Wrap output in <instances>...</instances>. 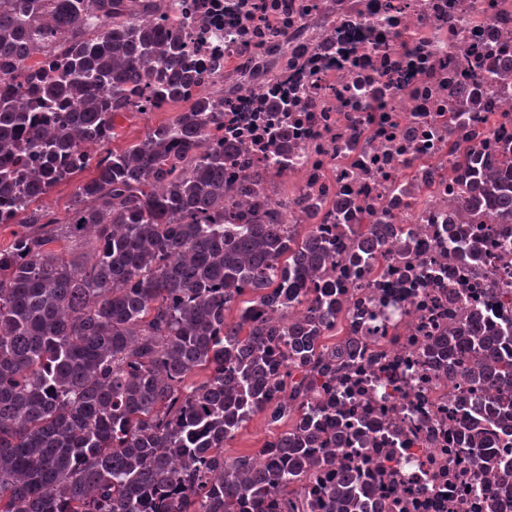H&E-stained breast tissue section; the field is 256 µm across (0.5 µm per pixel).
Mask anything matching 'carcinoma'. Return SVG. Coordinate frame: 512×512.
Returning <instances> with one entry per match:
<instances>
[{"label": "carcinoma", "mask_w": 512, "mask_h": 512, "mask_svg": "<svg viewBox=\"0 0 512 512\" xmlns=\"http://www.w3.org/2000/svg\"><path fill=\"white\" fill-rule=\"evenodd\" d=\"M163 0H0V512H363L367 490L348 469L319 497L295 485L336 469L341 430L330 384L341 319L312 296L336 263L329 241L258 218L224 220V113L193 91L186 39L146 19ZM180 102L185 112L123 150L117 120ZM78 181L65 215L39 204ZM469 212L512 223V174L470 161ZM376 224H352L358 252L381 245ZM64 239L68 255L49 249ZM241 303L237 321L226 313ZM285 340L282 358L270 346ZM469 321L431 354L472 352L464 380L512 429V354ZM289 428L257 460H224V443L257 413ZM488 432L462 452L486 476Z\"/></svg>", "instance_id": "obj_1"}]
</instances>
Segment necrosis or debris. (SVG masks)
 <instances>
[{
  "instance_id": "necrosis-or-debris-1",
  "label": "necrosis or debris",
  "mask_w": 512,
  "mask_h": 512,
  "mask_svg": "<svg viewBox=\"0 0 512 512\" xmlns=\"http://www.w3.org/2000/svg\"><path fill=\"white\" fill-rule=\"evenodd\" d=\"M154 22L221 103L226 184L336 242L340 465L381 512H486L458 456L485 394L428 344L464 317L512 350V224L461 208L458 167L512 139V0H165ZM351 224L394 234L363 256Z\"/></svg>"
}]
</instances>
